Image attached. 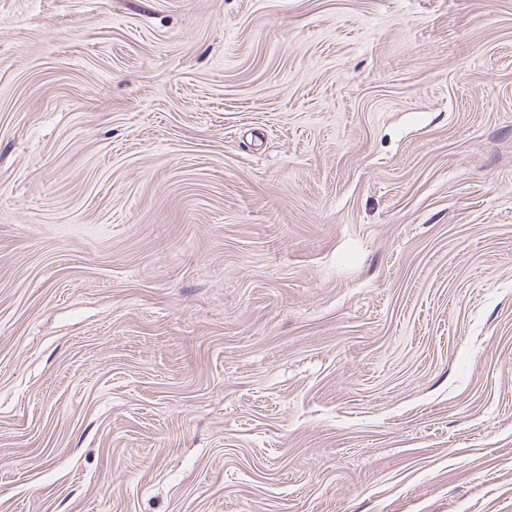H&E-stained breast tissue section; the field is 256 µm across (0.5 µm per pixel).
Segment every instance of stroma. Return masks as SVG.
<instances>
[{
	"label": "stroma",
	"mask_w": 512,
	"mask_h": 512,
	"mask_svg": "<svg viewBox=\"0 0 512 512\" xmlns=\"http://www.w3.org/2000/svg\"><path fill=\"white\" fill-rule=\"evenodd\" d=\"M0 512H512V0H0Z\"/></svg>",
	"instance_id": "stroma-1"
}]
</instances>
